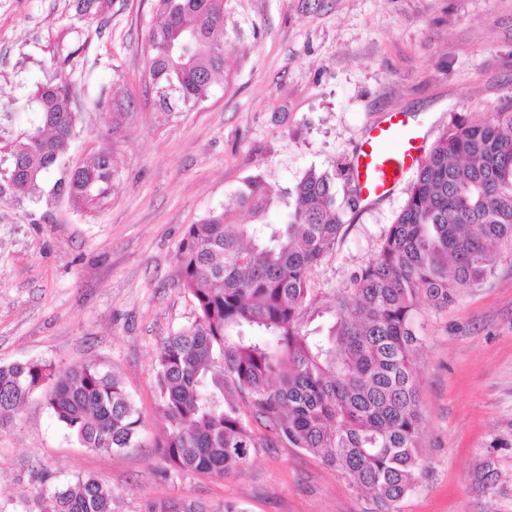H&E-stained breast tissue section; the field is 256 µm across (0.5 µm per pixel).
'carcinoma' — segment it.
<instances>
[{
  "label": "carcinoma",
  "instance_id": "carcinoma-1",
  "mask_svg": "<svg viewBox=\"0 0 512 512\" xmlns=\"http://www.w3.org/2000/svg\"><path fill=\"white\" fill-rule=\"evenodd\" d=\"M112 0H77L101 16ZM160 18L146 53L148 89L164 112L207 101L229 67L224 0H154ZM36 119L0 149V199L36 200L45 173L69 151L78 121L65 63L52 57L33 96ZM135 103L112 90V134ZM115 170L102 148L57 182L80 204L109 199ZM335 175L308 170L275 194L248 179L233 206L187 226L179 245L181 287L198 316L161 344L155 388L165 422L158 448L168 470L222 477L277 441L346 474L378 512H400L421 466L416 356L418 317L481 285L512 252V102L492 120L459 121L419 166L377 256L355 272L322 331L305 329L309 278L343 225ZM246 209L252 224L233 223ZM46 403L81 446L117 452L143 421L122 380L91 364L55 374L40 362L0 365V428L47 382ZM266 433H256L255 424ZM24 512H112V489L93 478L36 490ZM145 512H212L200 502L151 501Z\"/></svg>",
  "mask_w": 512,
  "mask_h": 512
}]
</instances>
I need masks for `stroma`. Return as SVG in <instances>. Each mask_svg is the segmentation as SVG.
<instances>
[{"mask_svg": "<svg viewBox=\"0 0 512 512\" xmlns=\"http://www.w3.org/2000/svg\"><path fill=\"white\" fill-rule=\"evenodd\" d=\"M236 58L201 106L167 114L145 96L143 50L159 22L152 0H112L104 20L75 0H0V114L27 126L31 93L58 56L79 103L66 162L40 202L0 200V364L89 363L118 375L143 425L134 447H81L57 424L44 391L0 429V512H23L43 485L92 476L113 512L167 498L212 512H374L370 496L319 457L277 443L230 475L170 473L156 354L197 309L180 286L187 225L220 210L252 176L294 187L305 170L347 166L366 130L392 113L430 149L455 121L491 120L512 100V0H225ZM137 108L112 137L113 83ZM110 148L117 172L97 207L53 186L89 152ZM416 175L387 196L353 200L335 183L343 229L309 286L321 317L377 254ZM416 362L421 469L401 512H512V254L447 309L424 310Z\"/></svg>", "mask_w": 512, "mask_h": 512, "instance_id": "1", "label": "stroma"}]
</instances>
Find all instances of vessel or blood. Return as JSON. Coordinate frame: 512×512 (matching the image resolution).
I'll list each match as a JSON object with an SVG mask.
<instances>
[{
	"label": "vessel or blood",
	"instance_id": "b4317fda",
	"mask_svg": "<svg viewBox=\"0 0 512 512\" xmlns=\"http://www.w3.org/2000/svg\"><path fill=\"white\" fill-rule=\"evenodd\" d=\"M419 138L403 134L400 122L385 120L373 125L353 157L351 172L366 199L388 195L421 158Z\"/></svg>",
	"mask_w": 512,
	"mask_h": 512
}]
</instances>
